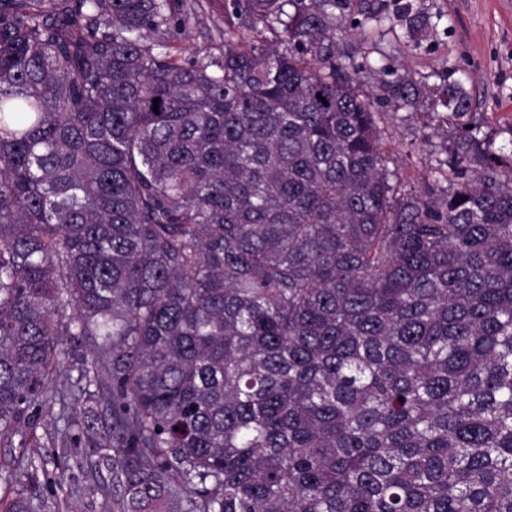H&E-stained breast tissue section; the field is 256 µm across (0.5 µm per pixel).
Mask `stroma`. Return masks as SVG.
<instances>
[{"label": "stroma", "instance_id": "stroma-1", "mask_svg": "<svg viewBox=\"0 0 512 512\" xmlns=\"http://www.w3.org/2000/svg\"><path fill=\"white\" fill-rule=\"evenodd\" d=\"M223 27L224 0H206L181 37L184 55L206 54ZM343 27V61L360 68V89L383 114L390 166L406 188L444 182L436 165L447 157L451 131L442 119L387 101L381 68L411 73L431 99L449 81L464 83L485 132L499 145L512 139V0H352ZM57 320L71 373L48 383L34 406V426L0 438V502L22 499L32 512H108L112 475L89 444L108 436L112 396L103 388L81 393L77 380L95 372L97 349L88 338L73 344L71 310ZM87 416L95 421L90 435L79 425ZM25 438L36 439L37 447L22 451Z\"/></svg>", "mask_w": 512, "mask_h": 512}]
</instances>
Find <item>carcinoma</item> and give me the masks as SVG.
I'll use <instances>...</instances> for the list:
<instances>
[{
    "mask_svg": "<svg viewBox=\"0 0 512 512\" xmlns=\"http://www.w3.org/2000/svg\"><path fill=\"white\" fill-rule=\"evenodd\" d=\"M197 7L0 0V437L69 307L122 512H512V141L450 83L448 186L405 191L342 0H224L186 58ZM205 10L186 29L177 43L186 57L205 55L217 38L218 30L224 29V0H205Z\"/></svg>",
    "mask_w": 512,
    "mask_h": 512,
    "instance_id": "carcinoma-1",
    "label": "carcinoma"
}]
</instances>
